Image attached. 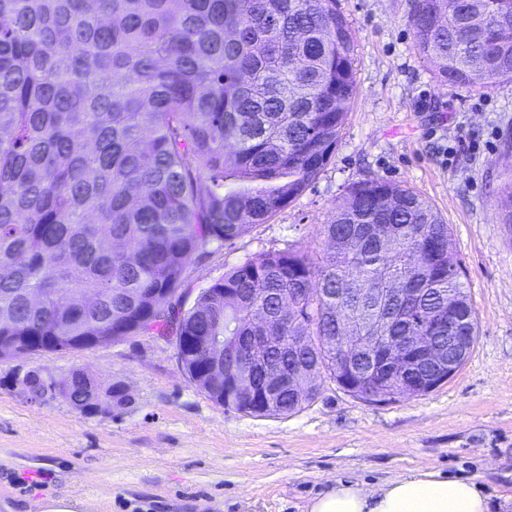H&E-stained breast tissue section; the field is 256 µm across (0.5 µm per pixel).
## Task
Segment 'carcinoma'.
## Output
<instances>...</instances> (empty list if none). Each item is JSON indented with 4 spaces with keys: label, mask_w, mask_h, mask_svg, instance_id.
<instances>
[{
    "label": "carcinoma",
    "mask_w": 512,
    "mask_h": 512,
    "mask_svg": "<svg viewBox=\"0 0 512 512\" xmlns=\"http://www.w3.org/2000/svg\"><path fill=\"white\" fill-rule=\"evenodd\" d=\"M413 0L419 57L461 87L512 81V0ZM355 39L336 0H0V335L34 351L89 350L88 336H184L181 362L218 405L288 415L317 379L363 372L325 337L352 311L400 336L457 306L440 336L477 340L466 273L448 224L403 185L348 187L328 223L330 248L261 253L213 280L187 311L173 299L192 257L264 224L300 197L336 151L356 95ZM372 288H394L373 303ZM294 298L272 348L301 388L270 392L243 354L224 384L196 372L194 336H258L255 308ZM92 414L124 390L85 368L61 378ZM363 388L397 380L377 359Z\"/></svg>",
    "instance_id": "cac0c4a2"
}]
</instances>
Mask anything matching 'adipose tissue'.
<instances>
[{"mask_svg":"<svg viewBox=\"0 0 512 512\" xmlns=\"http://www.w3.org/2000/svg\"><path fill=\"white\" fill-rule=\"evenodd\" d=\"M309 512H489V505L471 481L410 470L377 487L337 481Z\"/></svg>","mask_w":512,"mask_h":512,"instance_id":"adipose-tissue-1","label":"adipose tissue"}]
</instances>
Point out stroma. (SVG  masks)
<instances>
[{
    "instance_id": "35a3bbf8",
    "label": "stroma",
    "mask_w": 512,
    "mask_h": 512,
    "mask_svg": "<svg viewBox=\"0 0 512 512\" xmlns=\"http://www.w3.org/2000/svg\"><path fill=\"white\" fill-rule=\"evenodd\" d=\"M355 34L357 92L336 152L270 221L187 268L191 294L247 258L315 252L354 182L404 185L448 224L467 275L478 338L432 392L369 403L323 381L299 412L225 408L188 378L174 344L152 334L89 351L0 359V512H307L336 480L379 485L409 470L475 482L491 512H512V82L440 84L416 52L411 0H337ZM84 367L125 397L85 414L33 401L28 371Z\"/></svg>"
}]
</instances>
